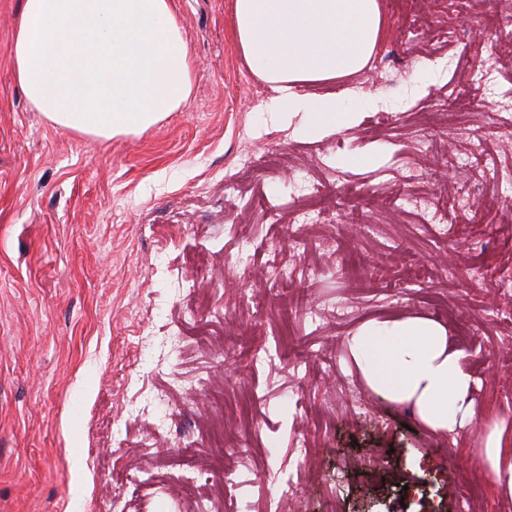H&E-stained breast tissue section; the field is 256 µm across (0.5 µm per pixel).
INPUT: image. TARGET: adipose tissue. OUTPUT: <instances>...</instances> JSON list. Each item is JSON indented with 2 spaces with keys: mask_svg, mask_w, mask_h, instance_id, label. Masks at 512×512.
Segmentation results:
<instances>
[{
  "mask_svg": "<svg viewBox=\"0 0 512 512\" xmlns=\"http://www.w3.org/2000/svg\"><path fill=\"white\" fill-rule=\"evenodd\" d=\"M234 16L249 67L279 93L271 119L301 115L307 138L358 123L355 101L296 88L366 67L384 24L378 0H235ZM10 55L36 111L92 137L143 132L191 94L187 40L171 0H23ZM348 347L365 384L410 405L432 432L455 440L467 426L487 430L483 464L512 500V461L497 425L477 411L475 379L441 324L418 316L371 320Z\"/></svg>",
  "mask_w": 512,
  "mask_h": 512,
  "instance_id": "ef3b65f1",
  "label": "adipose tissue"
}]
</instances>
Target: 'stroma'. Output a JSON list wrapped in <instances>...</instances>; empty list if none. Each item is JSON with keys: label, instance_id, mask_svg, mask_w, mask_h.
Listing matches in <instances>:
<instances>
[{"label": "stroma", "instance_id": "obj_1", "mask_svg": "<svg viewBox=\"0 0 512 512\" xmlns=\"http://www.w3.org/2000/svg\"><path fill=\"white\" fill-rule=\"evenodd\" d=\"M379 5L344 78L352 128L266 122L277 93L236 47L234 0H172L189 100L97 139L26 99L21 0H0V512H191L194 467L228 451L204 512H458L475 483L470 512H512L484 433H431L347 344L372 319L443 325L512 455V187L452 163L478 135L512 169V0ZM482 61L496 86L471 82Z\"/></svg>", "mask_w": 512, "mask_h": 512}]
</instances>
